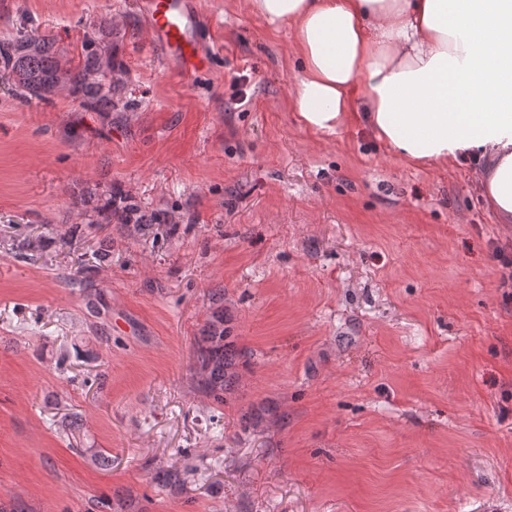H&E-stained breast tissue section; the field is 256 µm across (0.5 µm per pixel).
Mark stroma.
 Returning <instances> with one entry per match:
<instances>
[{
  "label": "stroma",
  "instance_id": "1",
  "mask_svg": "<svg viewBox=\"0 0 512 512\" xmlns=\"http://www.w3.org/2000/svg\"><path fill=\"white\" fill-rule=\"evenodd\" d=\"M200 9L184 81L137 0H0V39L97 31L119 64L109 112L0 82V508L512 512V224L480 162L402 160L361 81L306 129L288 25ZM127 199L163 223L109 220ZM218 310L246 358L221 405L193 375Z\"/></svg>",
  "mask_w": 512,
  "mask_h": 512
}]
</instances>
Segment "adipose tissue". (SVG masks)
Here are the masks:
<instances>
[{
  "label": "adipose tissue",
  "mask_w": 512,
  "mask_h": 512,
  "mask_svg": "<svg viewBox=\"0 0 512 512\" xmlns=\"http://www.w3.org/2000/svg\"><path fill=\"white\" fill-rule=\"evenodd\" d=\"M288 24L301 61V124L332 133L358 80L365 119L404 160L475 157L500 224H512V0H250Z\"/></svg>",
  "instance_id": "1"
}]
</instances>
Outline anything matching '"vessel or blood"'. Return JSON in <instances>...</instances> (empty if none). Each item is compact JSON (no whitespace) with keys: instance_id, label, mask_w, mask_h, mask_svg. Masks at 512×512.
<instances>
[{"instance_id":"1","label":"vessel or blood","mask_w":512,"mask_h":512,"mask_svg":"<svg viewBox=\"0 0 512 512\" xmlns=\"http://www.w3.org/2000/svg\"><path fill=\"white\" fill-rule=\"evenodd\" d=\"M152 43L165 53L168 67L186 77L200 73L208 60L201 41L196 0H142Z\"/></svg>"}]
</instances>
